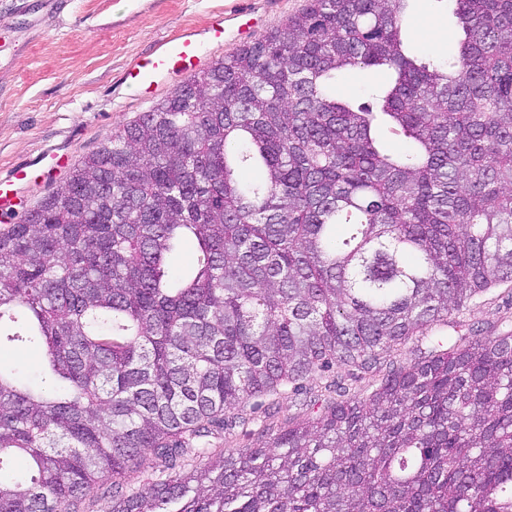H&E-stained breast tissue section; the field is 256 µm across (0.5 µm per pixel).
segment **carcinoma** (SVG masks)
<instances>
[{"label":"carcinoma","mask_w":512,"mask_h":512,"mask_svg":"<svg viewBox=\"0 0 512 512\" xmlns=\"http://www.w3.org/2000/svg\"><path fill=\"white\" fill-rule=\"evenodd\" d=\"M409 2L306 0L0 229V345L44 355L39 387L0 370V512H84L105 484L113 512H512V333L493 326L124 493L149 456L210 457L250 400L376 369L512 281V0H453L464 38L428 65L404 51ZM378 66L396 78L374 108L327 86ZM381 116L411 149L382 150ZM16 456L30 478L6 475Z\"/></svg>","instance_id":"obj_1"}]
</instances>
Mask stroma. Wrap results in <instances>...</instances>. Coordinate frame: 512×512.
I'll list each match as a JSON object with an SVG mask.
<instances>
[{"mask_svg":"<svg viewBox=\"0 0 512 512\" xmlns=\"http://www.w3.org/2000/svg\"><path fill=\"white\" fill-rule=\"evenodd\" d=\"M305 0H0V179L43 154L95 151L120 126L149 111L179 86L168 79L141 100L121 75L165 38L241 13L260 37L303 8ZM461 31L451 0H414L402 26L407 52L419 62L455 53ZM384 67L338 72L336 91L359 103L388 85ZM465 326L512 327V283L504 282L464 308ZM313 406L286 394L271 414L245 405L232 434L214 451L257 448L313 416Z\"/></svg>","mask_w":512,"mask_h":512,"instance_id":"obj_1","label":"stroma"}]
</instances>
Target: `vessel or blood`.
<instances>
[{
	"mask_svg": "<svg viewBox=\"0 0 512 512\" xmlns=\"http://www.w3.org/2000/svg\"><path fill=\"white\" fill-rule=\"evenodd\" d=\"M204 46L198 41L195 33L162 40L157 47L139 59L124 73L125 83L140 95H147L156 78L176 72L189 77L198 73L202 67ZM29 175L27 168L20 167L11 176L0 179V216L12 215L20 204L19 186Z\"/></svg>",
	"mask_w": 512,
	"mask_h": 512,
	"instance_id": "b4317fda",
	"label": "vessel or blood"
}]
</instances>
